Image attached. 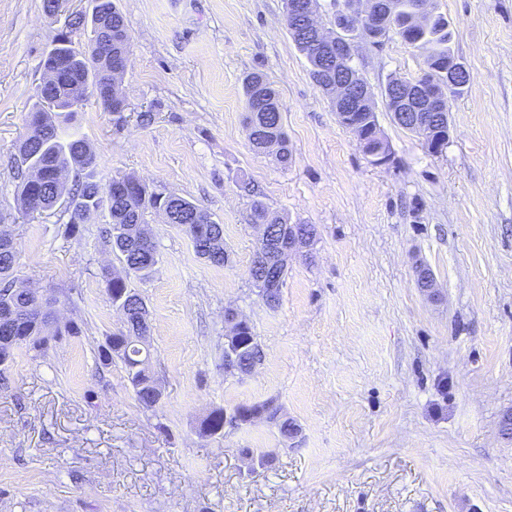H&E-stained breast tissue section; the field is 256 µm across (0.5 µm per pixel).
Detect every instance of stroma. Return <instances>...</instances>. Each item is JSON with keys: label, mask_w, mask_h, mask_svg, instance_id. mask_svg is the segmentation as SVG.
Returning a JSON list of instances; mask_svg holds the SVG:
<instances>
[{"label": "stroma", "mask_w": 512, "mask_h": 512, "mask_svg": "<svg viewBox=\"0 0 512 512\" xmlns=\"http://www.w3.org/2000/svg\"><path fill=\"white\" fill-rule=\"evenodd\" d=\"M131 38L123 115L85 102L75 130L96 177L133 175L185 197L224 226L227 264L199 257L186 233L147 214L154 273L130 277L151 328L162 397L135 399L120 360L100 364L121 327L98 276L118 266L107 211L79 239L63 208L20 206L17 145L42 59L63 18L91 0H0V228L19 284L53 296L81 336L26 348L0 380V512H512V0H433L450 48L471 73L449 101L442 153L395 123L390 78L413 80L426 52L389 35L354 39L389 162L372 165L337 120L292 41L284 0H115ZM278 91L292 162L256 152L245 76ZM251 183L254 194L243 191ZM315 225L311 254L290 256L278 306L249 277L254 203ZM428 267L438 289L417 285ZM252 326L262 358L224 373V311ZM271 401L299 427L259 420L199 436L213 408ZM260 460L249 473L242 456Z\"/></svg>", "instance_id": "35a3bbf8"}]
</instances>
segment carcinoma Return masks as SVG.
<instances>
[{
  "instance_id": "carcinoma-1",
  "label": "carcinoma",
  "mask_w": 512,
  "mask_h": 512,
  "mask_svg": "<svg viewBox=\"0 0 512 512\" xmlns=\"http://www.w3.org/2000/svg\"><path fill=\"white\" fill-rule=\"evenodd\" d=\"M387 22L394 34L403 37L411 44L428 50L426 66L448 67L454 59L448 47L451 38L448 19L441 14H433L419 26H408L410 12L416 0H387ZM108 12L112 18L113 58L130 52V39L123 16L112 0L95 4L91 15H76L70 26L77 29L90 26V34H95L101 13ZM290 37L298 50L311 59L314 48L309 45V32L301 19H296ZM57 56L70 59V71L62 74L46 96L37 95L29 115L31 123L20 139L18 150L21 166L17 178L20 180V203L30 214H42L65 201V213L69 216L64 225V234L76 238L82 234L83 224L89 216L103 208L108 209L111 222L106 230V242L122 263V272L109 267L101 269V278L106 284L109 299L123 301L129 307L124 329L107 337L105 345L98 349V359L104 365L117 357L125 365L128 381L137 401L145 409L156 406L158 383L148 368V356L135 343V337L150 331V312L144 299L129 288L127 278L133 274L146 278L157 264L155 243L144 246L141 243L140 225L146 223L148 211L162 205L168 212V223L186 227L188 224L206 223V213L194 202L180 196H161L152 192L142 179L132 175L124 177L118 185L111 179L105 183L95 179L94 169L97 159L86 140L74 135L69 140L61 139L59 118L70 119L74 112L69 110V98L82 89L86 97L95 95L97 85L110 80L108 73L111 62L102 59L93 45L84 52L75 51L70 45L56 47ZM244 92L248 122L260 128L263 138L251 141L253 148L261 152L266 140L277 144L275 158L283 166L291 162L288 148V135L280 112L278 94L266 76L254 72L245 80ZM74 172L72 188L65 189L63 177ZM253 223L281 224L288 227V217L270 213L263 204L257 202L253 208ZM196 254L214 265H222L228 260L224 249V227L214 221L209 223V236L200 240L190 238ZM259 252H254L249 276L254 287L262 285L267 270L258 260ZM16 248L13 241L0 238V358L13 362L15 351L26 347L36 353L45 351L47 345L60 341L65 336L78 337L83 333L82 325L70 320L58 324L43 304L39 311L33 310L36 296L28 288L17 286L15 275ZM238 335L244 337V347L237 354L233 367L248 372L261 359V350L256 342L250 324H244ZM239 416L237 427L253 424L252 417L262 413L273 419L279 413L271 401L254 404H240L234 408ZM198 433L203 437L224 436V409L215 408L203 417L198 424Z\"/></svg>"
}]
</instances>
